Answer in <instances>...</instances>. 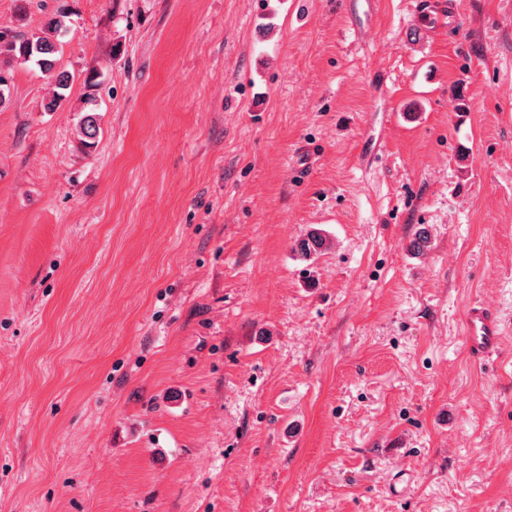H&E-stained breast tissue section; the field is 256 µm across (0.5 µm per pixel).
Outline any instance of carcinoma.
<instances>
[{
	"mask_svg": "<svg viewBox=\"0 0 512 512\" xmlns=\"http://www.w3.org/2000/svg\"><path fill=\"white\" fill-rule=\"evenodd\" d=\"M68 32L66 15L62 12L50 16L38 33L0 31V57L8 63H32L43 72H52L56 69L58 45ZM324 246L322 231L312 229L295 244L294 252L302 260L310 261L322 252Z\"/></svg>",
	"mask_w": 512,
	"mask_h": 512,
	"instance_id": "cac0c4a2",
	"label": "carcinoma"
}]
</instances>
